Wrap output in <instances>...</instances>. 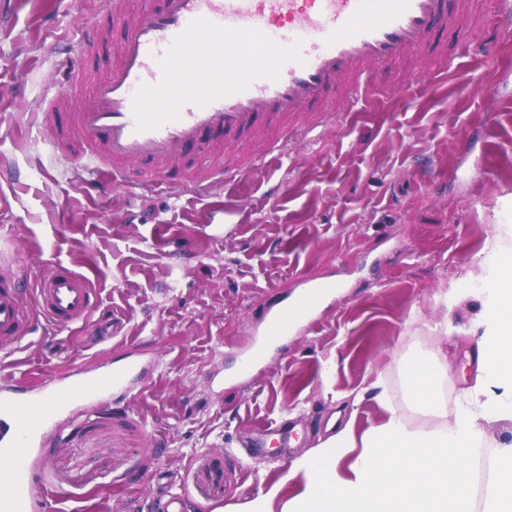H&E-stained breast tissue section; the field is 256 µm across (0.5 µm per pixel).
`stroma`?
<instances>
[{
    "mask_svg": "<svg viewBox=\"0 0 512 512\" xmlns=\"http://www.w3.org/2000/svg\"><path fill=\"white\" fill-rule=\"evenodd\" d=\"M476 36L480 93L431 85L418 58L380 70L365 102L328 113L321 137L198 194L87 193L70 170L66 115L44 112L63 60L108 67L124 36L93 0H0V265L62 262L100 294L79 328L40 326L10 382L134 353L157 359L145 389L64 417L38 480L57 512H228L327 437L335 414L363 430L380 382L413 415L399 363L446 348L442 396L471 384L490 258L512 238V36ZM282 189L272 192L273 182ZM304 280L335 284L318 321L243 367L263 310Z\"/></svg>",
    "mask_w": 512,
    "mask_h": 512,
    "instance_id": "stroma-1",
    "label": "stroma"
}]
</instances>
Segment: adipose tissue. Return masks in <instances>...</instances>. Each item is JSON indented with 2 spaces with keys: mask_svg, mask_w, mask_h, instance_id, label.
I'll return each mask as SVG.
<instances>
[{
  "mask_svg": "<svg viewBox=\"0 0 512 512\" xmlns=\"http://www.w3.org/2000/svg\"><path fill=\"white\" fill-rule=\"evenodd\" d=\"M491 275L494 286L478 315L476 373L456 411L441 397V366L424 357L405 359L399 370L419 421L376 394L385 411L379 424L360 431L346 421L241 512H474L478 481L484 512H512V439L497 442L483 471L474 469L489 429L512 427L511 250L499 254ZM291 484L295 493L285 496Z\"/></svg>",
  "mask_w": 512,
  "mask_h": 512,
  "instance_id": "ef3b65f1",
  "label": "adipose tissue"
}]
</instances>
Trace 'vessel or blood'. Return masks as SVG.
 Returning <instances> with one entry per match:
<instances>
[{
    "label": "vessel or blood",
    "instance_id": "b4317fda",
    "mask_svg": "<svg viewBox=\"0 0 512 512\" xmlns=\"http://www.w3.org/2000/svg\"><path fill=\"white\" fill-rule=\"evenodd\" d=\"M163 0L127 22L104 76L85 75L70 60L57 99L67 110L84 151L83 171L107 164L124 176L134 161L156 164L141 186L174 192L170 171L205 155L186 185L205 193L215 187V156L225 142L258 138L276 126L280 138L264 143L263 155H285L288 134L321 135L324 113L353 104L368 92L373 71L411 51L425 55L434 80L455 63L447 48L431 47L441 31L481 30L479 0ZM163 102L161 111L148 100ZM25 270L0 268V352L34 334L38 323L69 329L85 323L99 296L74 268L53 263L31 289H21ZM329 284L306 283L293 300H281L263 316L246 363L258 368L268 346L313 324ZM148 370L129 360L101 370L52 376L39 391L0 385V512H49L54 496L37 483L30 465L47 430L67 410L114 393L143 390Z\"/></svg>",
    "mask_w": 512,
    "mask_h": 512
}]
</instances>
